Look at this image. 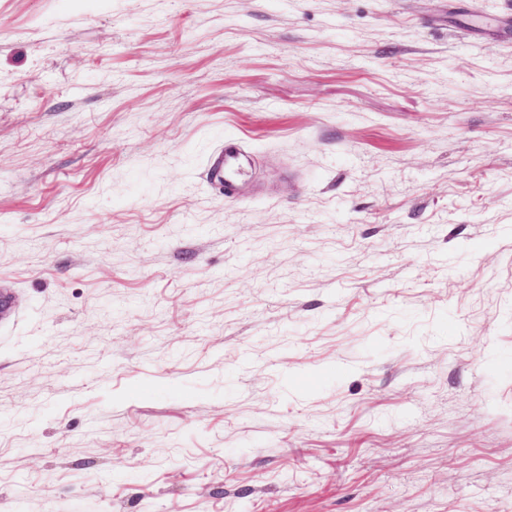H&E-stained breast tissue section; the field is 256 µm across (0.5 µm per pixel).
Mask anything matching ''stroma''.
Here are the masks:
<instances>
[{"label":"stroma","instance_id":"obj_1","mask_svg":"<svg viewBox=\"0 0 512 512\" xmlns=\"http://www.w3.org/2000/svg\"><path fill=\"white\" fill-rule=\"evenodd\" d=\"M3 290L0 512H512V0H0ZM242 149L234 139H225L205 163L206 178L218 196L227 200L236 199L239 177L246 174L241 172L238 163Z\"/></svg>","mask_w":512,"mask_h":512}]
</instances>
